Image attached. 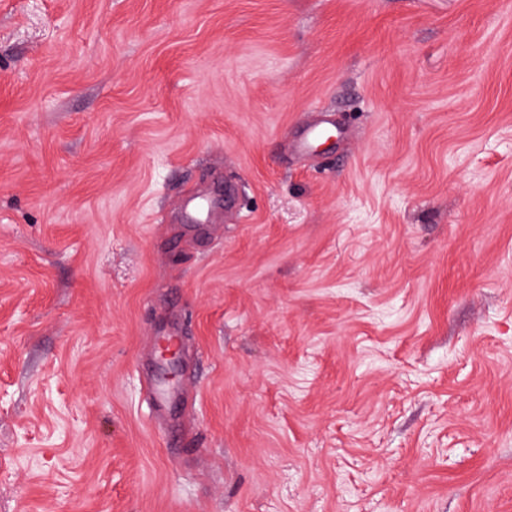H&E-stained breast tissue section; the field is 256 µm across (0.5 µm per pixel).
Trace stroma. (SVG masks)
<instances>
[{
    "label": "stroma",
    "instance_id": "35a3bbf8",
    "mask_svg": "<svg viewBox=\"0 0 512 512\" xmlns=\"http://www.w3.org/2000/svg\"><path fill=\"white\" fill-rule=\"evenodd\" d=\"M0 512H512V0H0ZM149 384L153 395L155 417L166 423L179 442L185 443L179 424L182 419L179 407L181 390L172 388L165 381H160L157 378L150 379Z\"/></svg>",
    "mask_w": 512,
    "mask_h": 512
}]
</instances>
